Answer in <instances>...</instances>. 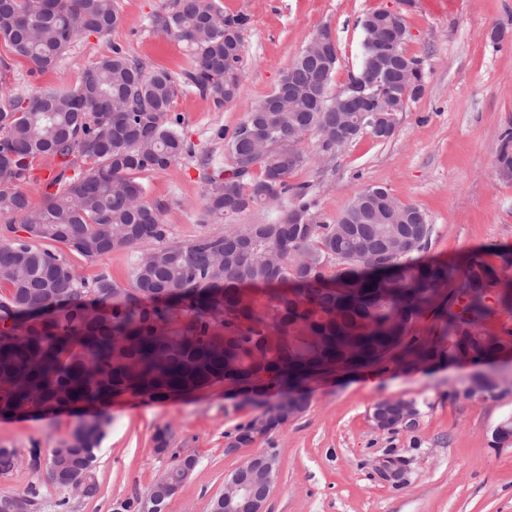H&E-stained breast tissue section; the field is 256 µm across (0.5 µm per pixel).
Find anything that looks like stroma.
Masks as SVG:
<instances>
[{
	"instance_id": "1",
	"label": "stroma",
	"mask_w": 512,
	"mask_h": 512,
	"mask_svg": "<svg viewBox=\"0 0 512 512\" xmlns=\"http://www.w3.org/2000/svg\"><path fill=\"white\" fill-rule=\"evenodd\" d=\"M168 0H117L122 21L105 37L75 40L57 68L30 77L29 63L0 43V101L37 88L71 86L99 58L121 48L148 68L181 72L184 46L159 32L151 17ZM225 14L247 19L239 97L214 109L196 92L181 93L172 110L197 154L162 172L137 179L162 214L175 240L189 242L216 232L204 216L203 170L198 154L231 160L217 130H232L279 83L282 72L321 30L332 33L340 63L333 80L341 89L358 74L362 59L361 19L375 10L401 13L409 54L422 62L424 93L395 115L386 141L364 135L329 163L310 160L289 180L312 184L317 211L331 222L363 189L380 186L419 208L432 225L427 261L463 268L482 253L499 284L486 301L494 313L484 329L512 344V309L501 299L512 284V181L500 180L496 160L505 129L512 128V0H218ZM500 39H492L493 27ZM454 286L438 289L413 322L420 338L441 335L443 309L457 307ZM472 365L438 364L415 370L387 360L361 372L317 376L308 383L310 405L288 420L272 441L228 452L229 436L256 414L216 383L194 392L151 401L131 392L113 396L112 422L98 453V494L76 499L71 512H112L115 500L145 495L171 465L175 451L193 453L198 464L167 512H210L226 477L246 458L275 444L280 470L265 512H512V444L495 448L491 433L512 415V388L479 404L461 395ZM414 402V428L378 430L375 405ZM73 412L0 418V447L28 457L42 455L67 439ZM169 428L170 453L154 449L156 429ZM405 457V482L377 471L386 453ZM38 491L34 512H59L62 490L43 473L0 477V494Z\"/></svg>"
}]
</instances>
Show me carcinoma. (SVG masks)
<instances>
[{
  "mask_svg": "<svg viewBox=\"0 0 512 512\" xmlns=\"http://www.w3.org/2000/svg\"><path fill=\"white\" fill-rule=\"evenodd\" d=\"M121 22L117 0H0V40L31 64V74L54 69L75 39L108 35ZM247 19L226 16L216 0H171L152 26L187 45L191 66L174 75L149 71L120 48L99 59L66 89L35 90L0 103V219L22 217L21 228L0 230V415L57 412L83 402L100 420L75 421L70 437L52 449L46 479L89 499L98 493L96 452L106 436L112 396L131 391L150 400L229 381L260 395L251 404L263 419L235 428L231 446L259 437L272 442L290 416L269 402L295 395L309 405L307 382L326 364L365 369L391 359L431 365L488 359L507 347L482 332L488 290L498 284L482 254H471L461 276L423 259L432 234L425 214L383 187L359 193L333 222L320 218L313 186L288 176L318 156L336 157V133L345 143L370 132L359 112H338L330 86L339 64L325 30L311 38L283 72L277 89L231 135L217 131L233 162L226 171L200 156L204 209L222 232L188 243L171 238L164 206L147 199L135 174L161 172L195 154L177 94L196 89L215 108L242 91V29ZM405 25L372 12L362 30ZM416 58L405 44L364 39L362 65L350 79L362 85L369 109L388 125L424 87L405 83ZM61 159L40 208L23 184L40 157ZM499 173L512 179V131L502 135ZM281 204L270 224H232L255 206ZM25 231L26 235L19 234ZM51 241L94 263L113 252L136 256L123 286L101 272L78 276ZM143 243L151 248L140 251ZM455 284L460 311L445 314L438 340L408 336L432 293ZM262 288L266 298L248 297ZM183 322H178L179 316ZM23 470L12 449L0 448V477ZM36 506V492L0 494V512L12 500ZM140 496L117 500L112 512H143Z\"/></svg>",
  "mask_w": 512,
  "mask_h": 512,
  "instance_id": "carcinoma-1",
  "label": "carcinoma"
}]
</instances>
